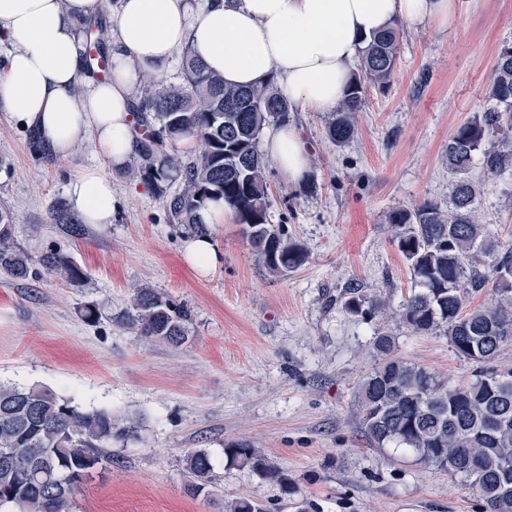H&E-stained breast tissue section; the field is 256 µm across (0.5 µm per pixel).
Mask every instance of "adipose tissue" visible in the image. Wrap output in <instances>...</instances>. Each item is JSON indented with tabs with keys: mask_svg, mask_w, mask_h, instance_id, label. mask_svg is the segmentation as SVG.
Masks as SVG:
<instances>
[{
	"mask_svg": "<svg viewBox=\"0 0 512 512\" xmlns=\"http://www.w3.org/2000/svg\"><path fill=\"white\" fill-rule=\"evenodd\" d=\"M103 0H0V109L37 132L55 157L93 138L101 162L70 183L71 207L88 224L111 223L110 169L136 155L131 104L142 75L165 77L183 47L228 86L274 80L293 106L332 112L342 103L363 39L397 21L440 28L454 0H117L107 48L111 73L88 70L81 24ZM265 148L291 183L310 171L297 133L281 125Z\"/></svg>",
	"mask_w": 512,
	"mask_h": 512,
	"instance_id": "ef3b65f1",
	"label": "adipose tissue"
}]
</instances>
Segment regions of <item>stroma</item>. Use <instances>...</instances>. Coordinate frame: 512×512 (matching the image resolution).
I'll list each match as a JSON object with an SVG mask.
<instances>
[{
  "instance_id": "obj_1",
  "label": "stroma",
  "mask_w": 512,
  "mask_h": 512,
  "mask_svg": "<svg viewBox=\"0 0 512 512\" xmlns=\"http://www.w3.org/2000/svg\"><path fill=\"white\" fill-rule=\"evenodd\" d=\"M398 28L391 85L369 89L352 140L329 141L328 113L290 115L311 172L291 185L270 165L268 220L308 258L284 274L259 262L229 214L208 229L221 265L198 275L181 252L188 231L124 170L111 174V223L77 234L51 223L50 206L98 163L96 145L36 158L28 130L0 110V208L13 216L14 242L34 255L59 249L85 273L77 283L0 274V382L51 387L132 428L77 493L73 512H224L241 496L266 512H483L464 480L364 436L354 390L373 363V326L343 312L336 296L357 284L396 306L409 294L411 274L386 215L447 201L448 138L488 104L497 53L512 43V0H457V20L445 30ZM481 213L512 239V175L486 183ZM142 286L190 309L184 344L143 339L122 323ZM88 304L99 309L96 322L81 316ZM396 346L449 384L473 379L474 365L446 336L401 330ZM235 442L277 464L294 493L230 465L224 450ZM196 448L215 462V494L186 491L185 457Z\"/></svg>"
}]
</instances>
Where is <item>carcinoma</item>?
Wrapping results in <instances>:
<instances>
[{
	"label": "carcinoma",
	"mask_w": 512,
	"mask_h": 512,
	"mask_svg": "<svg viewBox=\"0 0 512 512\" xmlns=\"http://www.w3.org/2000/svg\"><path fill=\"white\" fill-rule=\"evenodd\" d=\"M84 38L88 65H107L108 33L87 23ZM398 59L396 27L362 42L359 69L344 102L326 124L338 145L356 133V113L367 88L387 87ZM292 106L275 83L249 88L224 86V79L185 49L180 80H141L133 120L138 160L131 175L152 189L170 220L192 232L204 230L201 213L224 201L273 273L303 265L307 251L268 222V160L260 149L264 129L288 122ZM192 139L199 150L185 159L168 150ZM448 170L454 181L448 202L425 199L401 205L386 216L399 252L409 265L414 288L398 307L367 288L348 286L339 303L348 315L377 321L371 349L374 367L355 385L360 425L379 447L392 445L416 454L426 464L459 476L476 491L485 512H512V368L497 364L512 346V242L502 240L482 220V189L472 178L478 167L489 179L512 168V44L497 55L489 83L488 106L458 126L448 139ZM54 224L80 226L69 205L56 201ZM12 216L0 210V273L13 279L54 272L70 282L84 273L68 256L47 249L38 256L12 239ZM492 291L490 307L466 309L470 294ZM188 308L154 288H139L127 324L139 335L172 346L188 338ZM442 334L455 354L476 364L466 385L448 381L396 355V332ZM129 427L112 411H82L54 390L39 384H0V509L4 512H73L76 487L111 460L112 441ZM232 465L250 466L283 490L288 476L255 454L245 443L224 449ZM189 494H211L214 463L204 449L186 454ZM225 512H265L242 496Z\"/></svg>",
	"instance_id": "cac0c4a2"
}]
</instances>
